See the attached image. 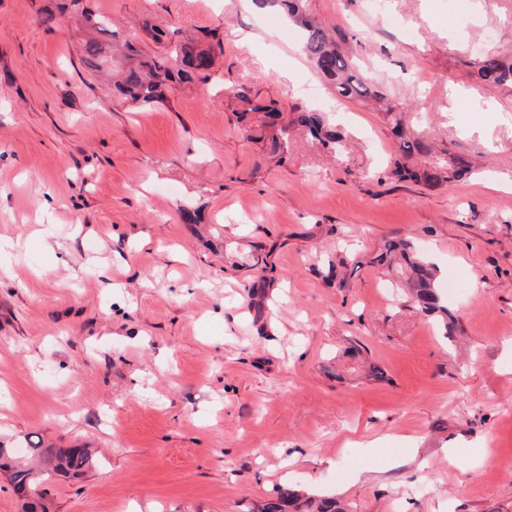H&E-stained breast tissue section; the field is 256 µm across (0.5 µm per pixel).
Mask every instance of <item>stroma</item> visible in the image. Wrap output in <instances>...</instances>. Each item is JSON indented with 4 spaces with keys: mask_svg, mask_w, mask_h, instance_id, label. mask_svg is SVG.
Here are the masks:
<instances>
[{
    "mask_svg": "<svg viewBox=\"0 0 512 512\" xmlns=\"http://www.w3.org/2000/svg\"><path fill=\"white\" fill-rule=\"evenodd\" d=\"M308 9L395 115L337 97L250 0H0V438L98 451L44 480L50 512H249L285 484L351 512H512V86L467 68L512 53V0ZM90 13L149 54L152 27L196 39L209 82L114 94L125 59L83 63ZM228 85L279 102L286 160ZM309 108L345 154L293 124ZM396 119L475 175L391 179ZM395 238L456 279L453 338L372 264Z\"/></svg>",
    "mask_w": 512,
    "mask_h": 512,
    "instance_id": "35a3bbf8",
    "label": "stroma"
}]
</instances>
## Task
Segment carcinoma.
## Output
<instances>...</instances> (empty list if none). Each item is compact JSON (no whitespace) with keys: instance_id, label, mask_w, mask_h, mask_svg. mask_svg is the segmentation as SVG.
Returning a JSON list of instances; mask_svg holds the SVG:
<instances>
[{"instance_id":"carcinoma-1","label":"carcinoma","mask_w":512,"mask_h":512,"mask_svg":"<svg viewBox=\"0 0 512 512\" xmlns=\"http://www.w3.org/2000/svg\"><path fill=\"white\" fill-rule=\"evenodd\" d=\"M261 6L280 7L301 31L302 53L325 80L331 82L338 95L345 99L359 101L370 96L383 101L385 97L359 78L355 63L343 52L341 42L329 28L314 20L306 9V0H256ZM125 57L131 60L124 78L116 86L117 92L135 103H158L163 100L162 86L173 81H196L206 83L210 79L212 59L209 53L197 49L194 41L172 42L163 55H149L125 44ZM101 41L89 40L84 49L85 65L95 70L99 68ZM471 74L481 83L503 86L512 85V60L497 53L492 60L483 58L469 63ZM225 95L239 100L242 109L238 110L239 122L251 128L253 117L260 114L265 122L275 124L281 110L276 101L266 102L251 90L225 88ZM299 122L308 134L318 140L330 152L340 155L346 148V136L325 124L324 113L306 110L299 116ZM394 131L399 141L400 157L394 161L390 177L398 180H418L427 182L456 181L472 173V165L466 158L450 154L438 158L428 168L418 171L407 164L414 156L432 155L431 145L418 138H410L402 133L400 122L394 123ZM376 262L395 274L397 285L408 291L417 311L423 315L435 316L442 336L451 335L448 324L447 300L436 288L437 268L427 261L424 255L408 240L392 241L384 245ZM26 452L19 454L15 447L0 440V472L7 475L23 498L21 512H49L45 492L40 490L42 483L38 465L52 476L65 479L74 478L86 472L93 464L95 453L85 446L79 451L70 448H55L42 441H25ZM257 512H347L342 503L334 498L310 496L294 486H278Z\"/></svg>"}]
</instances>
